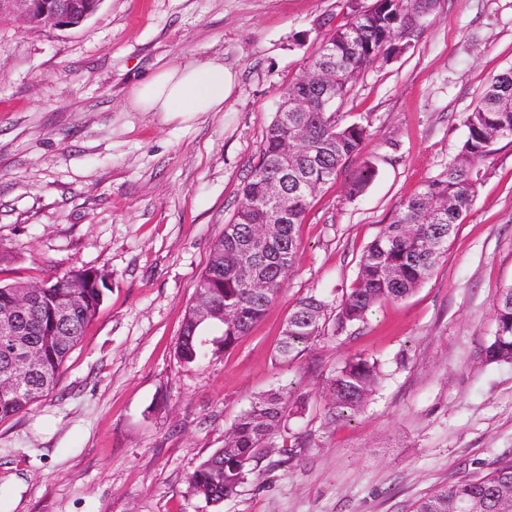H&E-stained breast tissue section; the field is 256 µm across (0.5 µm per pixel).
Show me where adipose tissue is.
I'll use <instances>...</instances> for the list:
<instances>
[{
	"label": "adipose tissue",
	"mask_w": 512,
	"mask_h": 512,
	"mask_svg": "<svg viewBox=\"0 0 512 512\" xmlns=\"http://www.w3.org/2000/svg\"><path fill=\"white\" fill-rule=\"evenodd\" d=\"M235 85L234 73L223 60L173 65L158 70L132 92V105L143 112L192 119L200 112H219Z\"/></svg>",
	"instance_id": "adipose-tissue-1"
}]
</instances>
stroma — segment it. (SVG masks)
I'll return each instance as SVG.
<instances>
[{
  "instance_id": "obj_1",
  "label": "stroma",
  "mask_w": 512,
  "mask_h": 512,
  "mask_svg": "<svg viewBox=\"0 0 512 512\" xmlns=\"http://www.w3.org/2000/svg\"><path fill=\"white\" fill-rule=\"evenodd\" d=\"M374 0H103L81 26L0 23V283L107 271L97 317L58 387L0 422V512H412L434 488L512 456V364L489 363L494 305L512 287V141L448 251L413 295L290 362L277 346L297 302L341 296L400 204L448 169L463 117L512 68V0H438L409 48L374 62L340 108L370 136L376 177L348 199L323 185L296 229L277 300L232 348L187 367L175 346L197 276L233 219L280 94L324 35ZM221 58L237 84L189 121L132 108L157 69ZM380 361L365 409L326 418L352 355ZM308 401L288 464L269 454L212 504L187 478L261 395Z\"/></svg>"
}]
</instances>
